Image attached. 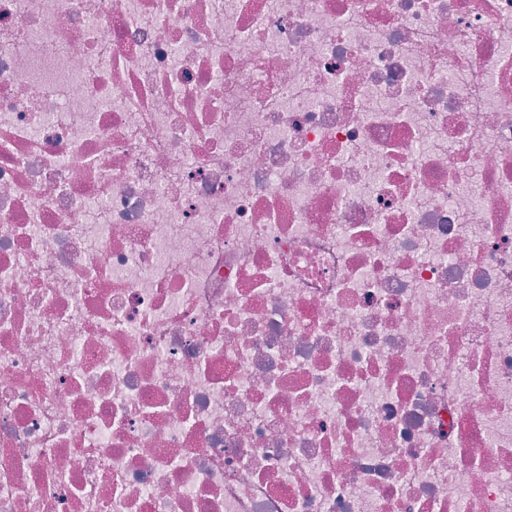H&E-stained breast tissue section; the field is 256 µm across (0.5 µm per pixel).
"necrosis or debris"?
<instances>
[{
    "mask_svg": "<svg viewBox=\"0 0 512 512\" xmlns=\"http://www.w3.org/2000/svg\"><path fill=\"white\" fill-rule=\"evenodd\" d=\"M0 512H512V0H0Z\"/></svg>",
    "mask_w": 512,
    "mask_h": 512,
    "instance_id": "necrosis-or-debris-1",
    "label": "necrosis or debris"
}]
</instances>
